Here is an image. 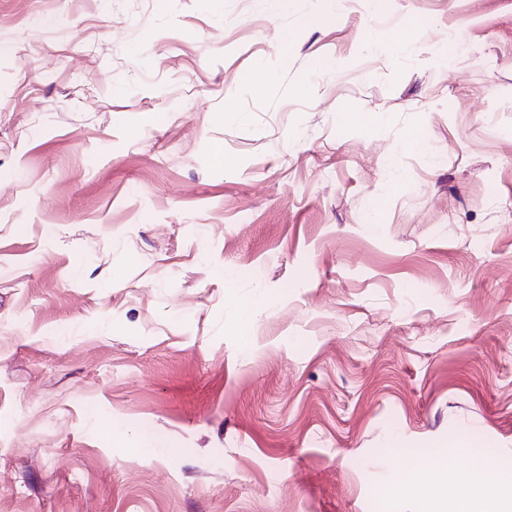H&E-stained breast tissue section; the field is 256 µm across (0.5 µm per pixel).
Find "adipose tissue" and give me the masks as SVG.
Here are the masks:
<instances>
[{"label": "adipose tissue", "instance_id": "1", "mask_svg": "<svg viewBox=\"0 0 512 512\" xmlns=\"http://www.w3.org/2000/svg\"><path fill=\"white\" fill-rule=\"evenodd\" d=\"M492 460V454H485L457 475L452 492L429 495L428 512H512V498L491 494L484 486L483 473Z\"/></svg>", "mask_w": 512, "mask_h": 512}]
</instances>
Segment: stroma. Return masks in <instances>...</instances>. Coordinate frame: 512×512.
Listing matches in <instances>:
<instances>
[{
    "label": "stroma",
    "mask_w": 512,
    "mask_h": 512,
    "mask_svg": "<svg viewBox=\"0 0 512 512\" xmlns=\"http://www.w3.org/2000/svg\"><path fill=\"white\" fill-rule=\"evenodd\" d=\"M339 4L0 0V512L512 465V0Z\"/></svg>",
    "instance_id": "stroma-1"
}]
</instances>
